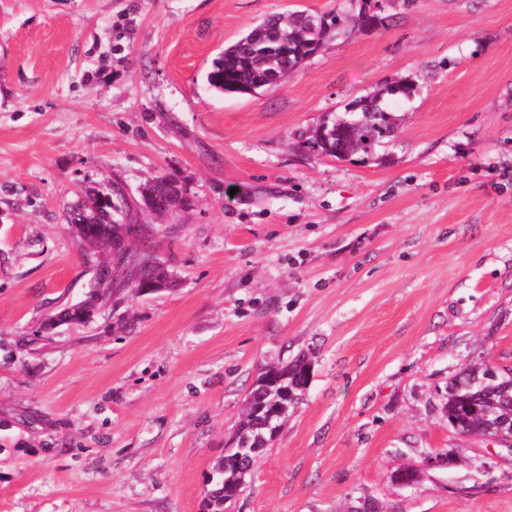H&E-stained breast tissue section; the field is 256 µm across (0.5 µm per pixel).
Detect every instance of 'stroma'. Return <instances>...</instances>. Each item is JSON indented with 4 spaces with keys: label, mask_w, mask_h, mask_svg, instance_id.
I'll list each match as a JSON object with an SVG mask.
<instances>
[{
    "label": "stroma",
    "mask_w": 512,
    "mask_h": 512,
    "mask_svg": "<svg viewBox=\"0 0 512 512\" xmlns=\"http://www.w3.org/2000/svg\"><path fill=\"white\" fill-rule=\"evenodd\" d=\"M301 10L356 6L0 0V512H202L260 369L300 355L308 387L234 512H512V452L444 416L466 364L512 369V0H383L276 87L207 84ZM400 80L371 153L304 147ZM166 173L195 206L133 211L130 248L175 287L46 329L109 257L67 224L81 188L135 200Z\"/></svg>",
    "instance_id": "35a3bbf8"
}]
</instances>
